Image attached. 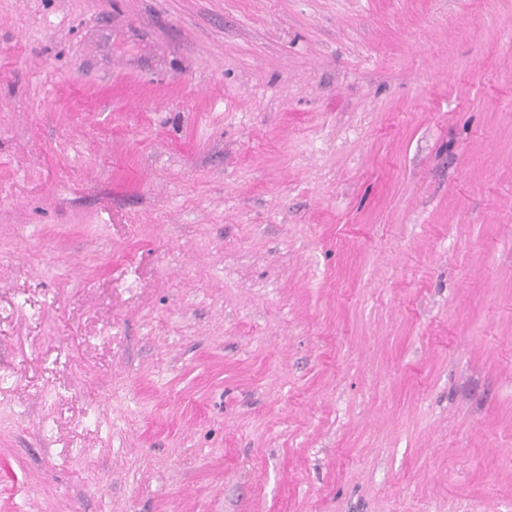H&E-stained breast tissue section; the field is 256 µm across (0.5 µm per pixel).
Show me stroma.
Instances as JSON below:
<instances>
[{"instance_id": "stroma-1", "label": "stroma", "mask_w": 512, "mask_h": 512, "mask_svg": "<svg viewBox=\"0 0 512 512\" xmlns=\"http://www.w3.org/2000/svg\"><path fill=\"white\" fill-rule=\"evenodd\" d=\"M0 512H512V0H0Z\"/></svg>"}]
</instances>
